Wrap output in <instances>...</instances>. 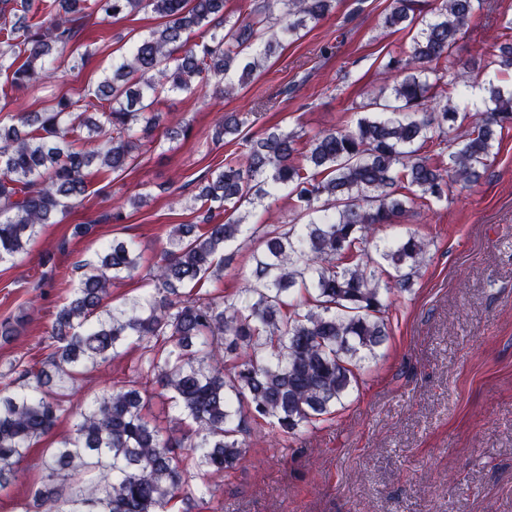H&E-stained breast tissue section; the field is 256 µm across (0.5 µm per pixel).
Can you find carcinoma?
<instances>
[{
    "mask_svg": "<svg viewBox=\"0 0 512 512\" xmlns=\"http://www.w3.org/2000/svg\"><path fill=\"white\" fill-rule=\"evenodd\" d=\"M486 0H393L388 27L415 31L409 50L387 68L401 79L392 98L376 95L342 130L301 135L272 127L243 140L242 156L199 187L201 224H176L153 267V288L120 304L107 301L112 281L140 274L133 246L114 240L84 269L72 297L54 314L52 352L42 366L21 359L0 371V493L17 480L30 448L59 418L72 433L45 449L38 483L24 512H165L179 500L213 493L209 477L236 469L246 453L240 435L249 418L270 421L288 437L334 412L358 384L357 366L377 356L389 336L384 291L407 289L426 257L414 234L375 246L376 224H396L408 206L430 207L448 191L468 189L487 166L495 142L512 127V96L493 90L491 107L466 131L463 148L443 169L426 149L456 140L467 119L448 102L428 109L467 21ZM336 0H265L256 16L233 20L224 0H0V73L10 87H33L46 64L68 54L71 68L91 56L73 22L149 9L162 22L112 64L92 93L54 97L41 112L0 125V262L26 250L45 224H55L83 197L101 169L114 174L139 158L156 127L161 95L195 91L215 81L244 84L279 45L324 18ZM493 63L512 69V41ZM246 120L227 114L213 137L237 136ZM286 188L297 217L262 230L259 246L239 240L245 217L213 223ZM249 250L246 299L200 295L235 253ZM23 320L0 321V338ZM129 343L142 350L136 377L87 404L67 400L87 364L113 359ZM151 387L173 403L178 424L162 431L146 414Z\"/></svg>",
    "mask_w": 512,
    "mask_h": 512,
    "instance_id": "carcinoma-1",
    "label": "carcinoma"
}]
</instances>
